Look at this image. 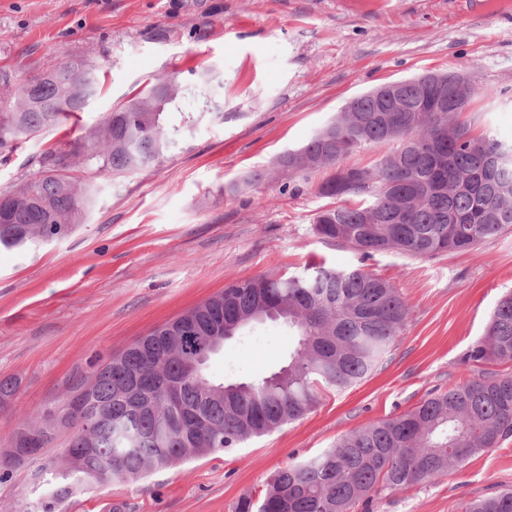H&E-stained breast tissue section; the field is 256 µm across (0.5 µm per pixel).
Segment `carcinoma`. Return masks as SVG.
<instances>
[{"label": "carcinoma", "instance_id": "carcinoma-1", "mask_svg": "<svg viewBox=\"0 0 512 512\" xmlns=\"http://www.w3.org/2000/svg\"><path fill=\"white\" fill-rule=\"evenodd\" d=\"M98 77L83 59L65 61L25 79L0 68V149L35 138L97 95ZM474 88L451 71L426 89L400 88L407 108L394 113L392 132L383 116L388 101L369 92L347 101L302 146L276 164L309 175L332 168L318 187L328 198L350 197L320 210L314 232L352 247L362 257L398 251L416 256L463 251L490 242L512 227V144L491 134L474 137L455 108H468ZM177 76L161 75L107 113L87 141L49 148L34 158L22 186L0 205V247L12 249L60 238L82 223L94 204L93 185L74 171L115 176L151 167L190 129L192 115L178 103ZM443 101L446 112H434ZM390 146L372 167L341 166L346 156ZM263 318L288 325V363L258 381L237 383L236 399L224 383L191 365L170 323L154 328L123 353L72 383L86 392L81 412L65 424V400L46 407L31 425L49 447L57 433L75 428L60 461L49 460L40 512L83 483L110 485L157 468L235 448L311 412L321 397L348 389L382 364L409 313L396 289L359 267L319 265L288 277H245L194 306L196 321L183 335L204 339L199 328L260 304ZM476 367L512 363V293L490 312L485 332L467 354ZM512 437V372H483L444 392L431 391L413 408L341 436L320 455L287 465L235 512H355L384 490L430 483L473 454ZM83 465L76 467L72 458ZM465 512H512V489L471 502Z\"/></svg>", "mask_w": 512, "mask_h": 512}]
</instances>
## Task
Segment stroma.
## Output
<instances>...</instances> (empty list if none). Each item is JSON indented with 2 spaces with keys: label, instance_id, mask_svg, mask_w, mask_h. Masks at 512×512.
I'll list each match as a JSON object with an SVG mask.
<instances>
[{
  "label": "stroma",
  "instance_id": "obj_1",
  "mask_svg": "<svg viewBox=\"0 0 512 512\" xmlns=\"http://www.w3.org/2000/svg\"><path fill=\"white\" fill-rule=\"evenodd\" d=\"M72 57L97 67V95L0 152V190L19 187L42 150L87 139L157 74L178 75L181 109L197 122L161 163L93 177L95 205L67 237L0 249V379L19 383L0 408V448L94 356L121 353L242 277L358 266L396 288L409 315L382 366L303 419L133 482L81 487L56 512H235L279 468L473 378L463 358L512 292V228L465 252L364 260L313 230L330 204L318 193L326 172L305 180L275 160L352 97L429 70L467 75L475 94L463 121L512 142V0H0V68L23 78ZM209 96L221 115L207 113ZM257 169L269 178L245 184ZM289 343L282 322L251 326L205 372L262 379L287 361ZM34 470L0 482V512H35L45 487ZM511 486L512 438L435 482L382 493L370 512H464Z\"/></svg>",
  "mask_w": 512,
  "mask_h": 512
}]
</instances>
